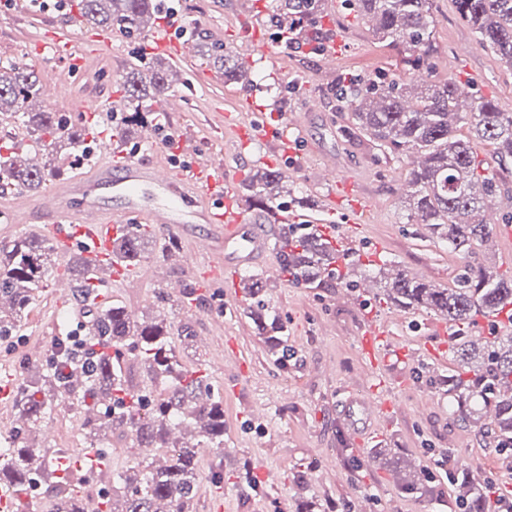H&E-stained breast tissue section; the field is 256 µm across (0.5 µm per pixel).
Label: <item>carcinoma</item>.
Here are the masks:
<instances>
[{
  "label": "carcinoma",
  "instance_id": "carcinoma-1",
  "mask_svg": "<svg viewBox=\"0 0 512 512\" xmlns=\"http://www.w3.org/2000/svg\"><path fill=\"white\" fill-rule=\"evenodd\" d=\"M464 19L499 59L512 64V0H453ZM77 20L85 27H119L142 35L144 18L158 14L157 0H77ZM363 17L375 22L372 31L380 42L403 45L413 52V63H423L432 50L431 0H355ZM325 9V0H274L271 18L280 28L296 26ZM193 46L228 84L247 80L246 63L234 46L211 41L197 28ZM170 67L154 62L133 63L123 70L119 111L124 122L115 134L128 137L137 128L154 122L152 103L170 88ZM41 97L38 74L32 65L16 60L0 66V116L25 129L28 144L4 141L0 145V189L37 193L50 177L63 172L65 161L84 160L83 125H63L56 113L33 107ZM342 99L351 107L360 131L398 160L407 153L419 155V166L405 179L406 220L448 246L462 260L453 286L441 288L393 268L385 276V302L404 309H424L445 319L455 331L452 353L457 370L443 377L448 386L450 417L457 424L473 425L491 434L494 448L512 459V335L488 343L469 331L478 315L494 317L512 307V275L493 271L472 261L476 248L491 241L495 226L484 221L488 203L509 189L497 170L485 165L472 140L493 146L500 168L512 163V112L492 99L475 101L455 81L393 82L385 90L351 84ZM467 127L468 134L461 133ZM246 205L272 218L280 200L298 195L288 173L258 168L240 183ZM153 236L132 224L114 245L116 262L138 266L153 251ZM55 247L48 237L15 238L0 245V337L12 336L23 322L39 289L53 273ZM285 271L297 283L318 287L339 260V254L319 234L286 231L278 248ZM77 297L91 298L97 288L96 272L75 257L68 263ZM267 285L249 278L246 314L263 336L277 363L288 368V345L276 313L262 300ZM87 316L94 328L86 343L92 351H71L58 343L53 367L44 371L26 368L17 387L16 426L0 437V482L12 484L22 498L14 512H31V491L42 482L59 503H75L78 491L72 473L58 476L46 462L38 444L36 422L62 403L74 400L94 408V415L80 419L88 447L97 448L109 436L132 437L138 448H153L164 464L131 452L129 466L116 474L112 486L120 498L105 499L107 512H189L198 488V456L208 448L224 455V403L207 376L186 363L182 345L193 338L191 325L174 330L160 313L139 319L122 306L99 308L87 302ZM178 340H173V335ZM140 364L144 389L153 390L149 405L143 394L127 387L124 366ZM419 471L400 477L399 489L430 499L434 489ZM462 489L460 507L466 512H489L492 504L483 486L469 480L462 466L449 470Z\"/></svg>",
  "mask_w": 512,
  "mask_h": 512
}]
</instances>
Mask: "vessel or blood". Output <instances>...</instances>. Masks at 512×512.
Returning <instances> with one entry per match:
<instances>
[{
  "mask_svg": "<svg viewBox=\"0 0 512 512\" xmlns=\"http://www.w3.org/2000/svg\"><path fill=\"white\" fill-rule=\"evenodd\" d=\"M117 39L110 29L89 34L79 29L49 31L40 36L35 47L53 60L78 67L90 54L112 49ZM147 41L155 56L179 66L186 63V47L172 28L153 22ZM114 102L110 96L91 103H73L72 109L81 118H94L102 124ZM236 133L246 145L274 135L267 123L256 119L238 125ZM171 139L187 159L176 176L145 159L121 158L117 135L103 131L99 141L101 159L91 172L57 183L44 198L15 196L9 209L11 228L46 225L60 255H68L74 245H81L90 265L104 270L110 279L128 283L134 280L135 271L112 260L113 242L127 225L154 224L165 235L177 237L188 225L205 224L209 233L180 256L190 273L202 275V287L223 285L225 273L250 267L260 268L270 279H280L281 267L272 260L278 237L282 226L300 222V215L285 213L277 215L275 223H258L252 210L234 197L223 167L206 156L194 134L176 129ZM361 208L358 202L345 205L343 196L337 194L322 208L324 219L316 228L342 254H350L353 249V217ZM390 326V321L377 313L367 314L359 343L370 388L368 393H351L339 400L344 428L358 443L373 437L378 420L398 407L399 395L390 388L389 369L418 356L417 351L399 345ZM472 331L480 336L510 335L512 316L476 318Z\"/></svg>",
  "mask_w": 512,
  "mask_h": 512,
  "instance_id": "obj_1",
  "label": "vessel or blood"
}]
</instances>
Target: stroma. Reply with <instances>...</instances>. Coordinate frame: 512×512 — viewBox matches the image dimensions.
<instances>
[{"mask_svg":"<svg viewBox=\"0 0 512 512\" xmlns=\"http://www.w3.org/2000/svg\"><path fill=\"white\" fill-rule=\"evenodd\" d=\"M272 0H180L184 20L207 31L223 30V40L237 44L243 28L257 25L267 55H255L249 66L250 87L223 84L187 86L179 82L181 111L168 115L170 126L194 133L204 150L215 155L243 180L265 155L275 167L286 161L278 140L254 142L239 148L232 124L224 116L239 111L242 99L255 92L257 104L266 106L265 119L282 124L283 113H291L317 100L304 129L308 144L294 165L292 179L300 196L309 201L308 212H317L331 196L328 188L311 189L307 177L322 149L334 150L340 173L352 181L354 193L366 200L368 209L357 215L360 241L348 261L359 269L390 262L410 276L425 275L441 287L451 286L460 260L415 225L406 223V200L402 186L410 168L409 159L394 162L353 123L352 112L337 96L339 85L360 76L384 85L390 81L410 83L414 70L403 47H388L372 34L371 26L356 12L351 0H335L318 19L317 27L295 32L292 48L274 42L268 23ZM434 41L421 70L428 79L459 82L468 95L494 100L512 111V65L484 47L477 34L456 13L452 0H432ZM69 21L68 14L30 10L13 15L0 10V65L25 58L39 72L49 64L34 50L35 37ZM343 43L333 63H323L311 53V40L330 45L334 37ZM144 37H127L112 52L93 55L70 80L71 97L93 99L118 92L116 78L131 61H149ZM380 240L385 249L373 255L371 243ZM167 275L192 283L184 268L163 265L159 254H151L137 268L141 287L105 289V305L117 304L135 316L156 313V297L162 290L155 278L157 267ZM361 276H326L319 288H299L273 280L265 300L288 328L292 357L287 368L275 365L267 345L246 318L243 297L225 299L218 290L202 291V303H191L181 311V321L191 323L196 334L212 336L214 345L201 352L190 343L188 360L200 365L224 400V446L226 457L201 450L199 492L193 512H461L459 490L448 481L449 464H463L486 484L504 488L512 479V462L503 460L477 427L453 423L447 406L438 404L443 391L442 376L454 361L436 358L430 346L440 317L425 310L399 312L398 308L361 295ZM402 315L393 333L402 345L419 350L416 362L399 372L392 387L399 391L401 413L392 414L379 429L395 444L403 458L424 465L437 498L425 505L415 495L402 493L385 466L374 462L368 449L341 455L336 451L342 430L338 399L346 391H363L364 378L358 336L368 312ZM87 319H72L65 305L50 288L40 289L14 342H0V369L19 374L27 361V349L39 343L55 347L59 339L83 336ZM233 350L236 365L225 366L226 350ZM428 405H421V398ZM262 401L269 406L267 419H252L249 408ZM281 472L279 483L264 481L263 470Z\"/></svg>","mask_w":512,"mask_h":512,"instance_id":"obj_1","label":"stroma"}]
</instances>
